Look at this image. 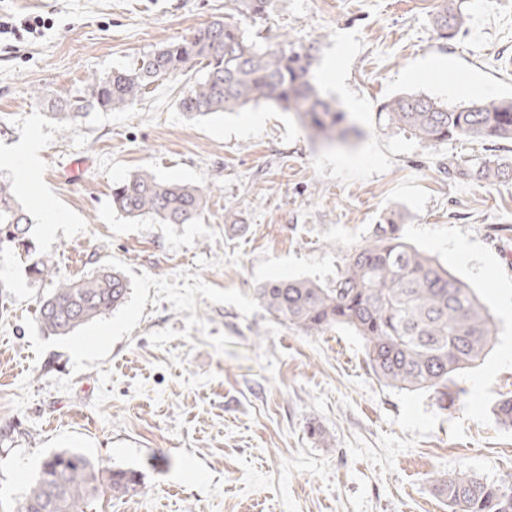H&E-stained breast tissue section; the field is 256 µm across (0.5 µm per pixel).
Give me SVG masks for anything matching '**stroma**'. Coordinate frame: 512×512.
Listing matches in <instances>:
<instances>
[{
	"mask_svg": "<svg viewBox=\"0 0 512 512\" xmlns=\"http://www.w3.org/2000/svg\"><path fill=\"white\" fill-rule=\"evenodd\" d=\"M228 2L0 0V25L48 23L0 32V173L15 181L36 246L30 259L0 254V512H16L61 450L142 473L141 493L104 497L98 512H448L437 473L512 475V428L494 412L512 396V260L501 252L512 180L446 173L452 156L512 158V142L427 147L377 114L403 91L470 104L456 85L465 77L512 97V0H466L467 30L448 41L431 24L439 0H269L261 37L319 46L317 83L358 131L341 148L265 103L188 118L177 99L197 68L125 111L51 118L88 76L132 67L223 18ZM33 137L31 182L11 159ZM140 169L203 188V216L161 224L113 210V186ZM47 204L63 218L52 235ZM393 210L405 239L476 288L496 325L448 410L433 393L380 382L351 329L307 332L254 298L271 280H332ZM228 212L239 232L225 231ZM34 258L72 280L116 268L131 293L72 335L44 334L35 309L53 284L29 277Z\"/></svg>",
	"mask_w": 512,
	"mask_h": 512,
	"instance_id": "obj_1",
	"label": "stroma"
}]
</instances>
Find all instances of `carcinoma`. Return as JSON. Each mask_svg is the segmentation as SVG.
Here are the masks:
<instances>
[{
    "label": "carcinoma",
    "instance_id": "obj_1",
    "mask_svg": "<svg viewBox=\"0 0 512 512\" xmlns=\"http://www.w3.org/2000/svg\"><path fill=\"white\" fill-rule=\"evenodd\" d=\"M235 14L194 30L140 57L131 68L93 75L86 92L64 100V111L51 116L74 122L88 109L122 111L147 93L156 81L200 65L204 74L186 85L179 110L195 118L234 112L249 104H272L293 114L312 137L329 146H345L354 128L338 103L315 82V43L285 34L260 46L240 18L265 19L268 0H234ZM464 0H441L431 22L441 39L465 28ZM387 128L410 133L434 146L459 139L497 145L512 141V98H488L450 106L435 97L400 93L380 105ZM512 171L490 160L473 171L454 156L448 175L480 180ZM207 206L204 190L187 182L134 172L112 188V209L136 218L152 216L160 224H190ZM401 216L392 213L375 224L365 244L354 248L336 280L267 281L254 289L256 299L274 318L306 331L335 326L351 328L364 344L369 368L382 382L408 391H431L450 406L466 391L450 390L460 373L478 365L490 352L493 322L478 295L437 258L401 234ZM32 224L14 182L0 177V253L31 250ZM129 281L118 270L101 267L78 280L58 279L40 301L37 321L52 336H68L127 301ZM500 423L512 427V396L495 406ZM450 512H512V479L489 482L456 472L433 480ZM142 490L135 469L103 465L70 450L54 452L40 465L34 485L17 512H94L95 501L109 493L125 497Z\"/></svg>",
    "mask_w": 512,
    "mask_h": 512
}]
</instances>
